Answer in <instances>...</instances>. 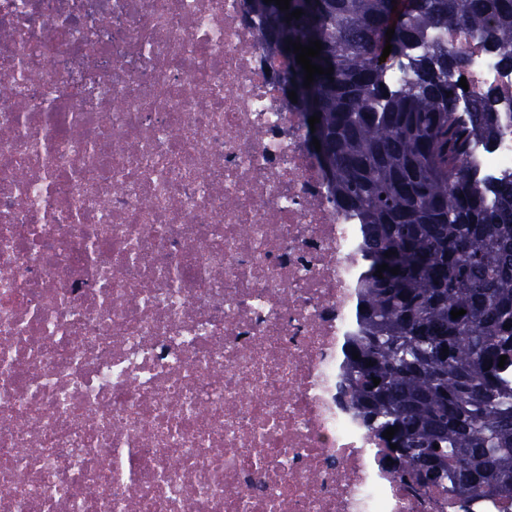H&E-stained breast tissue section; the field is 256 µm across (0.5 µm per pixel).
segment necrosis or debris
Instances as JSON below:
<instances>
[{
	"mask_svg": "<svg viewBox=\"0 0 512 512\" xmlns=\"http://www.w3.org/2000/svg\"><path fill=\"white\" fill-rule=\"evenodd\" d=\"M244 12L0 0V512H512L385 471L337 401L358 226ZM427 39L459 111L512 102L497 52ZM468 167L512 174V119Z\"/></svg>",
	"mask_w": 512,
	"mask_h": 512,
	"instance_id": "obj_1",
	"label": "necrosis or debris"
}]
</instances>
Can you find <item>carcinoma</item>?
<instances>
[{
    "instance_id": "1",
    "label": "carcinoma",
    "mask_w": 512,
    "mask_h": 512,
    "mask_svg": "<svg viewBox=\"0 0 512 512\" xmlns=\"http://www.w3.org/2000/svg\"><path fill=\"white\" fill-rule=\"evenodd\" d=\"M284 14L290 22L273 36L265 14L254 16L285 62L278 83L298 81L320 117L329 194L361 235L344 395L386 444L384 465L462 499H512V386L498 367L502 355L512 366V174L479 177L465 165L473 140L498 135L503 113L492 90L458 111L464 59L427 40L431 28L462 26L511 70L512 0H290ZM289 40L320 41L312 63L331 75L305 87L296 53L283 51ZM403 59L409 80L393 90L384 67Z\"/></svg>"
}]
</instances>
